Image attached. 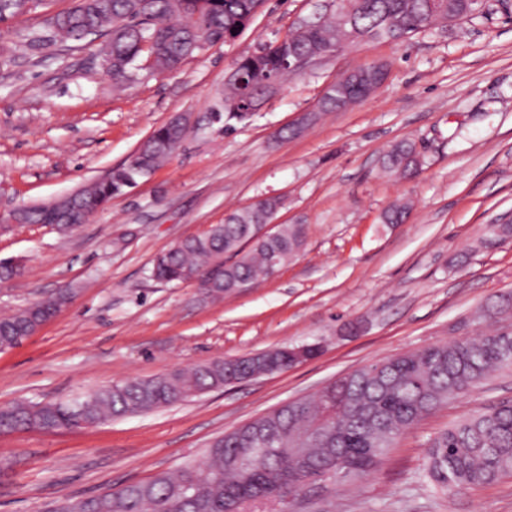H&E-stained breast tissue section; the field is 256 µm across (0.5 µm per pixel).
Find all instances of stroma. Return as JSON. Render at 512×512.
<instances>
[{"label": "stroma", "mask_w": 512, "mask_h": 512, "mask_svg": "<svg viewBox=\"0 0 512 512\" xmlns=\"http://www.w3.org/2000/svg\"><path fill=\"white\" fill-rule=\"evenodd\" d=\"M317 0H266L231 42L205 46L180 69H136L116 89L90 47L28 46L36 10L0 28V259L22 270L0 283V315L65 291L69 301L22 345L0 352V406L70 400L129 378L217 358L321 344L288 370L192 400L79 430L0 434V512H44L202 461L210 441L342 374L464 337L463 320L512 291V240L479 248L486 225L512 215V18L437 24L402 42L350 46L306 71L242 122L215 111L236 61L282 38ZM383 63L374 95L329 112L302 134L279 133L345 71ZM190 129L151 177L72 234L11 224L105 176L171 117ZM415 142L418 175L382 167ZM282 201L270 231L301 224V252L244 291L213 302L192 284L154 279L155 258L256 199ZM412 206L402 224L383 212ZM360 322L358 335L341 332ZM512 401V373L404 432L387 460L357 481L306 496L296 512H512V479L443 494L423 478L431 438L484 407Z\"/></svg>", "instance_id": "obj_1"}]
</instances>
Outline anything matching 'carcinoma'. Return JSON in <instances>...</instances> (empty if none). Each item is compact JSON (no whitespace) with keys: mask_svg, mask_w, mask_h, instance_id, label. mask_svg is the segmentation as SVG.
<instances>
[{"mask_svg":"<svg viewBox=\"0 0 512 512\" xmlns=\"http://www.w3.org/2000/svg\"><path fill=\"white\" fill-rule=\"evenodd\" d=\"M196 0H73L45 18V30L28 34L29 45L90 43L105 38L100 56L117 83L133 80L135 62L147 55L157 71H173L203 46L234 38L252 18L258 0H213L196 14ZM23 0H0V26L22 14ZM512 11L509 0L478 9L472 0H345L341 10L317 20L304 17L288 35L264 46V53L241 56L236 78L224 91L225 120L242 122L266 96V78L280 73L288 56L306 58L336 44L350 25L369 40L404 41L437 21L486 17ZM186 136L182 125L164 124L144 140L128 163L107 177L49 204L22 209L25 224H51L68 233L113 197L133 188L173 155ZM423 157L410 140L397 142L384 168L411 177ZM278 200L248 206L224 217L199 236L161 253L152 276L165 283L211 277L205 297L224 289L249 287L298 255L305 241L300 224H283L274 241L245 245V231L266 220ZM410 205L395 204L386 224H401ZM512 238V222L489 224L480 246L493 248ZM65 299L50 297L0 317V350L33 335ZM475 335L438 342L416 351L361 366L331 383L316 398H302L215 438L204 461L175 473L112 493V504L96 495L66 499L46 512H248L269 508L291 512L306 485L328 484L337 476L359 480L380 467L397 438L437 409L478 388L493 373L512 370V294H501L469 321ZM290 367L274 349L250 356L218 358L170 374L128 379L98 389L82 400L83 423L69 401L15 403L0 407V432L75 429L139 415L182 403L202 392L242 382L269 368ZM424 477L442 492L474 489L512 478V402L489 406L440 432L429 445Z\"/></svg>","mask_w":512,"mask_h":512,"instance_id":"cac0c4a2","label":"carcinoma"}]
</instances>
